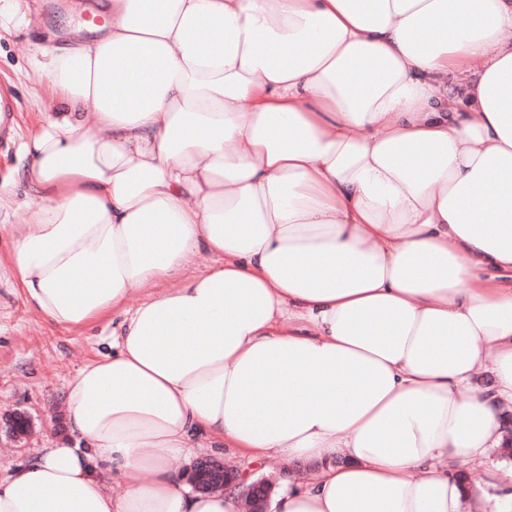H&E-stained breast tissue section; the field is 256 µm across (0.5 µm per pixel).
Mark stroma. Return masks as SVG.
Wrapping results in <instances>:
<instances>
[{"mask_svg": "<svg viewBox=\"0 0 512 512\" xmlns=\"http://www.w3.org/2000/svg\"><path fill=\"white\" fill-rule=\"evenodd\" d=\"M90 2L28 0L36 21L29 29L0 34V91L16 104L11 128L0 140V196L9 200L0 209V420L21 411L35 429L21 442L0 436L1 473L67 438V384L81 367L111 350L110 325L70 331L52 324L26 303L9 269L10 231L27 223L32 202L19 176L23 144L51 115L48 79L34 63L35 47L84 23Z\"/></svg>", "mask_w": 512, "mask_h": 512, "instance_id": "stroma-1", "label": "stroma"}]
</instances>
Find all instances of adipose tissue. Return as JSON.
Segmentation results:
<instances>
[{
    "instance_id": "adipose-tissue-1",
    "label": "adipose tissue",
    "mask_w": 512,
    "mask_h": 512,
    "mask_svg": "<svg viewBox=\"0 0 512 512\" xmlns=\"http://www.w3.org/2000/svg\"><path fill=\"white\" fill-rule=\"evenodd\" d=\"M100 6L39 52L10 265L57 326L125 316L0 512H240L170 467L201 441L318 462L267 512H487L453 472L512 404V0Z\"/></svg>"
}]
</instances>
